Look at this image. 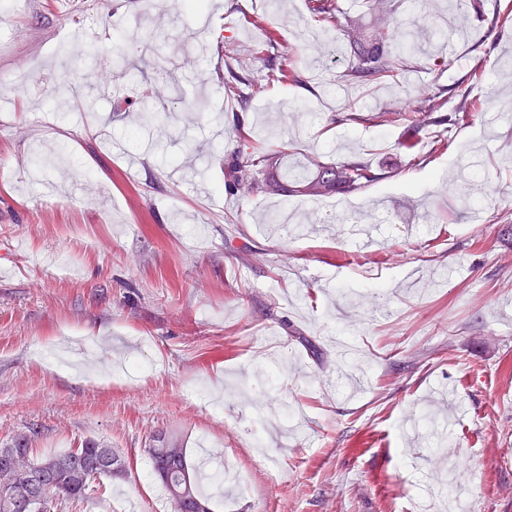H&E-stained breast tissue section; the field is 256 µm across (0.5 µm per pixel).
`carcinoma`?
<instances>
[{
  "mask_svg": "<svg viewBox=\"0 0 512 512\" xmlns=\"http://www.w3.org/2000/svg\"><path fill=\"white\" fill-rule=\"evenodd\" d=\"M312 11L333 26H341L342 11L337 0H315ZM351 64L341 75L346 82L377 83L397 77L407 67L412 51L409 33L398 29H382L366 34L357 29L347 32ZM224 90L237 96L241 86L252 87L255 80L226 64ZM446 101L438 93L428 99L422 112L381 111L374 124L404 120L414 131L432 126L439 134L447 132L453 117L444 112ZM284 159L279 152L259 153L243 143L224 164V190L232 196L258 192L282 191L286 195L317 198L329 194H348L377 179L366 162H317L307 172L283 170ZM31 435L20 432L11 443L0 448V512H52L64 501L85 497L90 482L98 477L124 479L128 465L112 446L88 439L78 448L57 455L33 459L30 456ZM148 455L172 512H199V506L210 503L200 491V466L188 454L184 443L163 434L153 436Z\"/></svg>",
  "mask_w": 512,
  "mask_h": 512,
  "instance_id": "cac0c4a2",
  "label": "carcinoma"
}]
</instances>
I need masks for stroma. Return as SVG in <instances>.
Returning a JSON list of instances; mask_svg holds the SVG:
<instances>
[{"instance_id": "35a3bbf8", "label": "stroma", "mask_w": 512, "mask_h": 512, "mask_svg": "<svg viewBox=\"0 0 512 512\" xmlns=\"http://www.w3.org/2000/svg\"><path fill=\"white\" fill-rule=\"evenodd\" d=\"M482 0H339L347 23L411 27L428 14L402 92L341 82L346 47L308 0H21L0 12V444L34 457L108 442L130 465L56 512H171L145 453L153 434L236 459L213 512H512V15ZM141 50L118 67L114 34ZM208 50H201V43ZM452 45L454 65L434 59ZM257 77L224 96L226 53ZM486 77L472 81L475 61ZM101 81L83 118L86 68ZM474 107L435 149L400 121L350 112ZM152 96L157 110L142 114ZM289 162L361 159L379 180L317 200L232 198L239 132ZM485 223L473 224V200ZM282 207L376 225L364 251L336 225L264 231Z\"/></svg>"}]
</instances>
